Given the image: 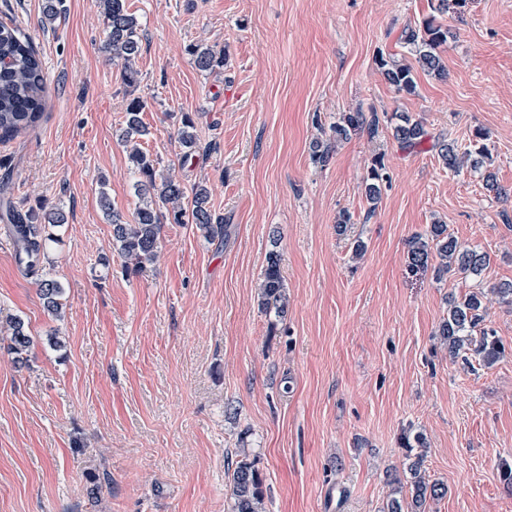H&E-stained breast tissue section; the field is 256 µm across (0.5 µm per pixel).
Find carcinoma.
I'll return each mask as SVG.
<instances>
[{"label":"carcinoma","mask_w":512,"mask_h":512,"mask_svg":"<svg viewBox=\"0 0 512 512\" xmlns=\"http://www.w3.org/2000/svg\"><path fill=\"white\" fill-rule=\"evenodd\" d=\"M106 39L104 48L112 58L122 61L125 82L135 83L138 77L136 59L140 54L141 36L139 23L128 11L126 0H103ZM403 43L416 56L422 70L436 77L446 75V69L438 53L448 41V28L437 22L435 16L425 19L418 29L407 28L401 35ZM195 66L201 71H210L224 64V58L211 48H190ZM378 67L385 80L397 90L413 93L416 90L415 73L412 66L389 61L383 57ZM45 72L42 60L31 39L20 29L0 23V140H6L36 126L43 116L45 106ZM146 103L139 97L131 99L125 108L122 141L130 145L129 160L138 174L136 193L140 203L135 210L133 222L123 221L122 215L112 207L106 192H101L99 205L112 220V247L124 259L125 267L140 272L152 263L161 248L163 220L171 224H194L204 237L214 240L228 234L224 219L214 216L210 209L209 192L196 186L192 198H187L185 187L173 177L157 179L155 160L138 147V140L148 134L142 120ZM376 114L356 110L343 112L332 126L331 136L317 138L312 142V160L317 164L329 161L334 144L346 141L359 130H368L370 135L378 131ZM194 119L185 114L177 130V142L183 157H188L197 147ZM393 137L404 149H412L427 135L422 121L401 113L394 117ZM438 157L450 170L463 168L480 170L489 161L486 145L460 148L453 142L438 144ZM385 179V167L376 159L365 180L364 192L375 210L381 195V183ZM7 229L15 247V259L28 274L40 271L45 259L47 244L52 239L49 227L67 223L65 213L43 205L23 213L7 208L3 213ZM408 256L417 267L428 265L429 258L438 259L436 274L454 272L463 278L477 276L488 264L489 257L471 249L461 247L448 236L447 225L433 224L428 234H416L408 240ZM39 294L44 308L57 316L61 313L63 288L55 279L39 280ZM487 294L471 291L460 297L452 295L448 301V317L442 322L439 336L448 346V352L457 356L468 353L482 361H491L499 353L500 345L494 335L482 328L485 322ZM258 301L261 308L278 318L285 317L288 309V293L281 272V258L270 252L263 270ZM10 351L15 361L24 363L33 344L24 321L15 317L9 324ZM409 484L401 479L392 481L394 489L386 512H426L428 502L441 499L446 494L443 484L431 481L422 470V455L409 464ZM230 488L227 512H267L263 480L256 467L252 449L240 442L230 452L227 467Z\"/></svg>","instance_id":"carcinoma-1"}]
</instances>
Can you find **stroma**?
<instances>
[{"label": "stroma", "instance_id": "35a3bbf8", "mask_svg": "<svg viewBox=\"0 0 512 512\" xmlns=\"http://www.w3.org/2000/svg\"><path fill=\"white\" fill-rule=\"evenodd\" d=\"M437 0H128L139 21V81L102 52L101 0H0V22L31 36L44 63L45 115L0 141V211L65 212L41 275L24 274L0 227V512H225L226 456L253 448L267 512H383L404 477L405 437L422 436L423 468L446 495L429 512H512V305L491 299L487 329L505 351L485 365L450 356L439 338L449 294L512 281V0H471L438 16L447 75L415 66L400 37ZM223 66L199 71L189 49ZM414 66L397 91L379 58ZM142 97L143 151L185 188L207 187L230 226L209 240L168 224L159 258L127 271L98 204L124 217L139 200L120 142L126 102ZM377 113L326 164L311 159L318 125ZM423 122L401 149L390 119ZM192 114L202 152L181 159ZM488 136L490 170L445 168L434 148ZM388 175L377 206L363 182ZM352 224L336 232L341 211ZM446 224L487 254L481 274L413 269L408 240ZM365 253L354 257L355 241ZM288 292L285 318L257 298L270 252ZM63 287L60 316L40 277ZM33 338L15 365L7 329ZM385 167L380 159H375L365 180L364 192L372 207L376 206L381 195V183L386 178Z\"/></svg>", "mask_w": 512, "mask_h": 512}]
</instances>
